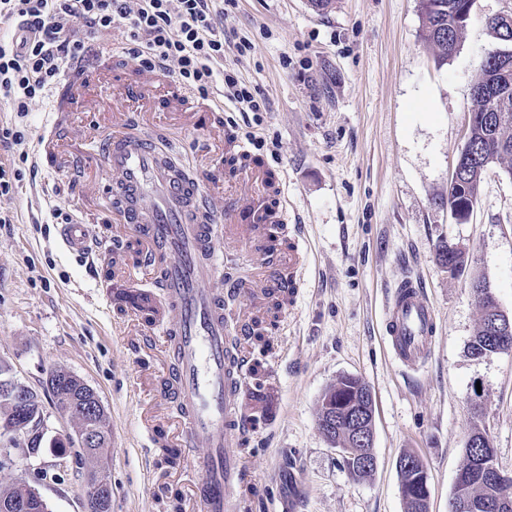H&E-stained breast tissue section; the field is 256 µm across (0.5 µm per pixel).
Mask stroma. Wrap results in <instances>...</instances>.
<instances>
[{
	"mask_svg": "<svg viewBox=\"0 0 512 512\" xmlns=\"http://www.w3.org/2000/svg\"><path fill=\"white\" fill-rule=\"evenodd\" d=\"M226 36L253 46L227 55L267 111L222 118L283 188L287 239H298L303 271L268 347L248 346L264 366V409L244 449L260 486L252 512H404L396 462L418 455L427 470L429 512H448L474 428L485 429L498 468L512 473V351L474 358L467 351L482 312L469 291L485 279L512 318V177L502 165L484 175L468 222L448 208V183L468 132L470 92L480 64L500 44L489 16L512 0H475L456 53L438 61L421 37L418 0H336L316 12L309 0H216ZM147 133L187 171L217 163L219 126L209 113L195 130L176 129L163 112ZM22 144L0 145V168L24 178L0 195V360L35 390L43 417L72 430L49 401L47 373L63 367L94 388L111 418L107 450L112 512H191L195 477L147 447L141 417L150 402L138 374L160 375L171 358L140 315L118 310L108 262L90 263L61 244L52 206L74 214L71 187L94 161L72 154L53 169L37 152L47 133L45 105L26 118L0 105V129ZM464 250L451 274L439 245ZM417 276L436 312L430 357L416 367L391 357L383 306L405 274ZM344 375L361 378L375 399L372 476L355 480L317 427L323 391ZM485 413L475 418L474 404ZM75 451L45 444L27 470L0 471L36 485L50 512H84L85 472Z\"/></svg>",
	"mask_w": 512,
	"mask_h": 512,
	"instance_id": "35a3bbf8",
	"label": "stroma"
}]
</instances>
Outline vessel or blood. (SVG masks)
Returning <instances> with one entry per match:
<instances>
[{
    "label": "vessel or blood",
    "mask_w": 512,
    "mask_h": 512,
    "mask_svg": "<svg viewBox=\"0 0 512 512\" xmlns=\"http://www.w3.org/2000/svg\"><path fill=\"white\" fill-rule=\"evenodd\" d=\"M118 58L114 46L104 43L97 57L71 61L51 95L50 125L87 110L93 100L112 98V63ZM139 76L138 85H125V92L161 84L166 88L159 99L164 108L189 117L216 109L213 101L173 80L166 67L143 69ZM85 145L97 156L94 182L107 188L113 213L134 225L146 242L147 264L165 265L163 298L151 316L173 356L162 383L173 387L182 405L179 445L197 475L199 510L249 512L254 489L245 480L239 453L249 427L245 410L250 396L243 380L247 359L231 349L228 334L234 319L224 298L239 286L230 284L224 293L215 287L224 254L214 227L236 223L240 240L246 242L270 234L275 225L290 220L286 199L260 170H243L239 177L246 189L235 211L221 212L209 224L194 223L183 201L211 193L221 181L218 173L209 170L194 180L173 177L138 117L125 111L114 112L112 132L105 140L89 139ZM61 242L68 251L99 257L111 250L107 243L95 242L87 224L78 219L63 225ZM384 326L397 363L414 366L430 356L436 319L420 279L406 276L395 284Z\"/></svg>",
    "instance_id": "b4317fda"
}]
</instances>
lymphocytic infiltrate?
I'll list each match as a JSON object with an SVG mask.
<instances>
[{"instance_id":"obj_1","label":"lymphocytic infiltrate","mask_w":512,"mask_h":512,"mask_svg":"<svg viewBox=\"0 0 512 512\" xmlns=\"http://www.w3.org/2000/svg\"><path fill=\"white\" fill-rule=\"evenodd\" d=\"M125 29L142 67L175 63V77L201 95L216 84L240 111L262 112L265 102L231 73L224 33L213 0H0V101L26 115L48 97L68 63L81 57L100 33Z\"/></svg>"}]
</instances>
